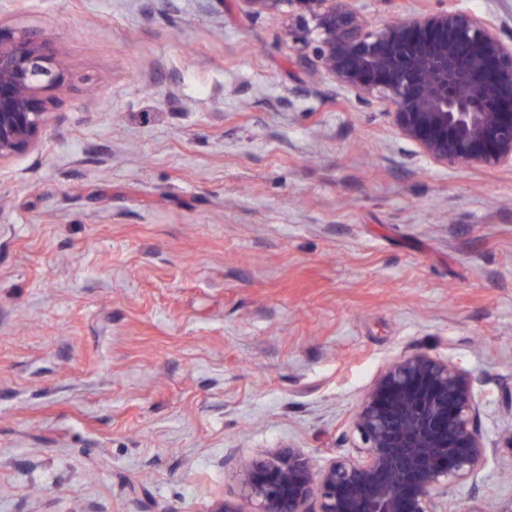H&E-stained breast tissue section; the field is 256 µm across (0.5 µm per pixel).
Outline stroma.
Instances as JSON below:
<instances>
[{"mask_svg":"<svg viewBox=\"0 0 512 512\" xmlns=\"http://www.w3.org/2000/svg\"><path fill=\"white\" fill-rule=\"evenodd\" d=\"M442 0H363L370 27ZM287 12L0 0L71 76L0 163V512H210L292 447L322 468L418 350L512 422V169L445 167L312 82ZM499 449L450 512H502Z\"/></svg>","mask_w":512,"mask_h":512,"instance_id":"35a3bbf8","label":"stroma"}]
</instances>
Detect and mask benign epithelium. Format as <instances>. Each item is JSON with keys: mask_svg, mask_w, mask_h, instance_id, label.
Here are the masks:
<instances>
[{"mask_svg": "<svg viewBox=\"0 0 512 512\" xmlns=\"http://www.w3.org/2000/svg\"><path fill=\"white\" fill-rule=\"evenodd\" d=\"M247 12L285 5L318 40L307 60L366 106L388 114L394 133L442 166L512 167V39L498 18L456 4L401 13L370 30L359 0H238ZM69 81L47 43L0 26V162L38 146L48 92ZM484 401L459 363L403 352L381 370L351 419L361 456L316 469L280 449L240 473L252 512H448V491L476 483L497 441L478 428Z\"/></svg>", "mask_w": 512, "mask_h": 512, "instance_id": "1", "label": "benign epithelium"}]
</instances>
